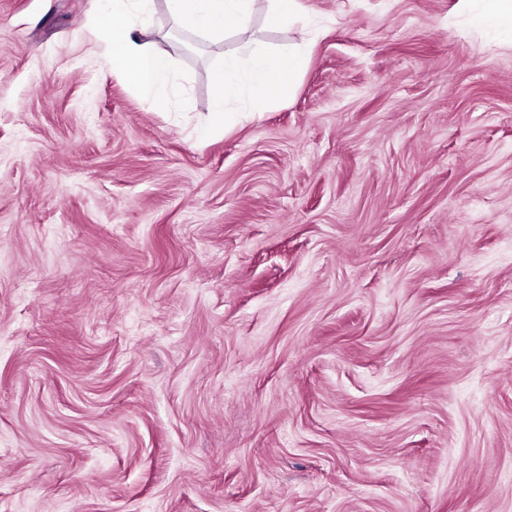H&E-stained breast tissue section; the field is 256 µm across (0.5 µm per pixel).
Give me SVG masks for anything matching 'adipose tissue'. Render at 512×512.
I'll use <instances>...</instances> for the list:
<instances>
[{"mask_svg":"<svg viewBox=\"0 0 512 512\" xmlns=\"http://www.w3.org/2000/svg\"><path fill=\"white\" fill-rule=\"evenodd\" d=\"M97 34L112 71L138 91L156 112L168 111L173 78L170 55L155 42L138 37L149 20L154 0H98ZM177 28L202 44H216L226 35L242 38V54L225 58L213 77L211 112L205 131L224 123L228 96L247 88L254 102L287 101L296 91V77L306 63L304 49L271 53L248 39L252 0H165Z\"/></svg>","mask_w":512,"mask_h":512,"instance_id":"adipose-tissue-1","label":"adipose tissue"}]
</instances>
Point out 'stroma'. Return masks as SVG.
Returning <instances> with one entry per match:
<instances>
[{
  "mask_svg": "<svg viewBox=\"0 0 512 512\" xmlns=\"http://www.w3.org/2000/svg\"><path fill=\"white\" fill-rule=\"evenodd\" d=\"M294 97L155 0L154 112L96 0H0V512H512V19L301 0Z\"/></svg>",
  "mask_w": 512,
  "mask_h": 512,
  "instance_id": "1",
  "label": "stroma"
}]
</instances>
